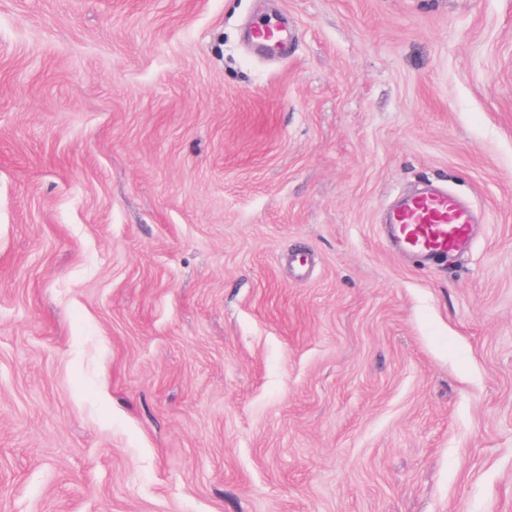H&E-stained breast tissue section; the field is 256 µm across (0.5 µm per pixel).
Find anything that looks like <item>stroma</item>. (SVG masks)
Returning a JSON list of instances; mask_svg holds the SVG:
<instances>
[{"mask_svg": "<svg viewBox=\"0 0 512 512\" xmlns=\"http://www.w3.org/2000/svg\"><path fill=\"white\" fill-rule=\"evenodd\" d=\"M0 512H512V0H0ZM252 40L259 46L277 47L285 40V32L278 24H256L251 31ZM470 211L452 195L426 191L404 199L391 213L387 244L433 265L465 252L471 243Z\"/></svg>", "mask_w": 512, "mask_h": 512, "instance_id": "1", "label": "stroma"}]
</instances>
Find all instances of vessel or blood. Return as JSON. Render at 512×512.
Masks as SVG:
<instances>
[{
    "label": "vessel or blood",
    "instance_id": "1",
    "mask_svg": "<svg viewBox=\"0 0 512 512\" xmlns=\"http://www.w3.org/2000/svg\"><path fill=\"white\" fill-rule=\"evenodd\" d=\"M251 37L257 45L272 48L284 42L285 32L277 24H257ZM471 222L470 211L454 196L422 192L404 199L391 213L387 244L397 252L444 265L469 248Z\"/></svg>",
    "mask_w": 512,
    "mask_h": 512
}]
</instances>
